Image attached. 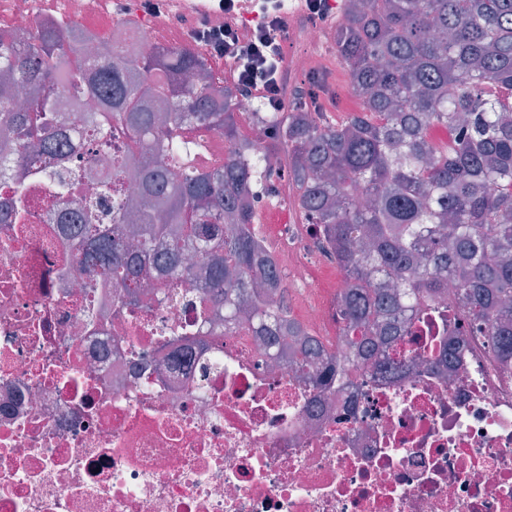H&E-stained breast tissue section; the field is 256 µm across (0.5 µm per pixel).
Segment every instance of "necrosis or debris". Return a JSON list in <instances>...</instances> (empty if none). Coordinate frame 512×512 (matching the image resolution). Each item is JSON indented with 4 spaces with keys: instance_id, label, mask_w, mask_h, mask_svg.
Wrapping results in <instances>:
<instances>
[{
    "instance_id": "obj_1",
    "label": "necrosis or debris",
    "mask_w": 512,
    "mask_h": 512,
    "mask_svg": "<svg viewBox=\"0 0 512 512\" xmlns=\"http://www.w3.org/2000/svg\"><path fill=\"white\" fill-rule=\"evenodd\" d=\"M101 0H0V28L25 44L57 21L86 25ZM163 0H142L138 22L95 30L98 49L140 55L174 29L218 16L155 23ZM288 81L319 80L316 20L293 28ZM66 195L97 200L89 176L103 152L74 135ZM197 163L222 165L221 135L185 139ZM29 221L0 225V512H512V357L472 319L448 283L388 346L394 371L366 364L341 388L315 385L292 351L271 356L251 325L209 310L196 257L192 284L126 306L107 268L87 272L59 224L64 197L52 167L28 156ZM261 243L294 288L312 337L343 362L358 351L336 323L345 274L323 296L313 260L318 228L283 224Z\"/></svg>"
}]
</instances>
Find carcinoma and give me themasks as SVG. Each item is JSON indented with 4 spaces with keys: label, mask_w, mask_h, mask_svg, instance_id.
<instances>
[{
    "label": "carcinoma",
    "mask_w": 512,
    "mask_h": 512,
    "mask_svg": "<svg viewBox=\"0 0 512 512\" xmlns=\"http://www.w3.org/2000/svg\"><path fill=\"white\" fill-rule=\"evenodd\" d=\"M340 13L333 47L361 111L312 123L300 100L272 107L273 135L260 145L241 132L233 88H215L190 48L89 60L70 23L21 49L0 31V142L17 165L28 150L67 160L53 112L69 99L75 125L94 123L123 146L105 159L116 177L112 227L65 200L86 268L109 267L117 284L148 272L175 288L192 279L186 255L203 252L204 290L224 325L244 316L266 346L292 347L297 368L325 362L347 383L351 368L288 314L280 272L252 231L270 176L253 155L283 153L302 223L321 225L353 281L338 318L364 359L408 335L419 305L450 279L512 355V0H341ZM86 96L100 109L80 111ZM196 126L224 136V164L200 170L188 159L182 140ZM434 127L448 139L433 138ZM122 180L136 197L121 196ZM26 201L20 184L0 224L20 223Z\"/></svg>",
    "instance_id": "carcinoma-1"
}]
</instances>
